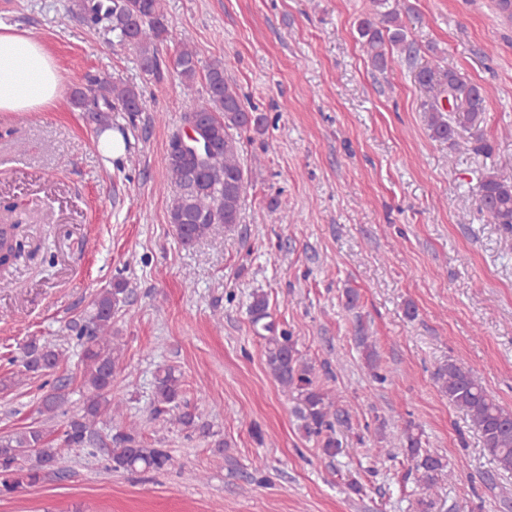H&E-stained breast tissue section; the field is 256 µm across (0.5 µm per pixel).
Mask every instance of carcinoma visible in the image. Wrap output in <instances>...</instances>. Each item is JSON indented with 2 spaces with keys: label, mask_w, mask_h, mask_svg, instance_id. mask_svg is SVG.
I'll use <instances>...</instances> for the list:
<instances>
[{
  "label": "carcinoma",
  "mask_w": 512,
  "mask_h": 512,
  "mask_svg": "<svg viewBox=\"0 0 512 512\" xmlns=\"http://www.w3.org/2000/svg\"><path fill=\"white\" fill-rule=\"evenodd\" d=\"M373 15L359 21L357 32L363 51L374 69L384 71L394 57L413 62L419 49L408 39L401 18L399 0H373ZM70 12L83 16L94 25L102 24L120 46L137 52L144 74L156 82L166 73H175L190 85L198 75V58L188 31L176 32L169 26L163 0H74ZM176 44L172 63L163 60L159 47ZM415 78L426 93L422 112L431 136L450 146L456 145V126L467 123L477 128L483 122L485 93L481 86L468 80L458 68L444 58L421 66ZM206 97H190L183 103V122L196 121L195 133L207 138L213 150L203 164L193 163L177 152L180 134L171 137L160 184L176 188L168 210V223L175 228L182 245L191 246L207 237L216 224H238L246 192L247 173L241 161L242 134L263 133L267 117L248 103L237 85L216 64L205 74ZM93 95L77 87L72 104L87 112L98 125L108 126L110 113L124 112L129 121L143 111L138 89L120 80L95 78ZM477 205L493 224L512 234V182L494 173L481 177ZM127 282L117 278L112 287L102 291L92 304L89 315L69 325L72 339L81 348L82 379L85 399L78 413L71 416L62 434L67 448H85L94 444L95 427L101 421L119 419L111 437L107 468L114 472L160 471L172 464L168 449L160 447L163 438L146 443L139 424L123 419L122 400L115 389L122 356L121 337L112 333V319L128 303ZM248 312L255 331L269 333L266 362L273 378L293 402L298 428L315 441L323 458L332 462L341 453L342 443L336 436V423L343 411L331 391L317 381L314 366L298 349V338L280 329L271 320L269 302L263 293L252 295ZM362 348L374 380L384 384L389 375L381 369L375 343L362 334L355 337ZM64 352L55 346L30 340L21 349L25 371L51 375L59 367ZM435 381L448 401L464 409L471 425L480 434L484 447L499 471L512 472V411L505 409L482 384L470 367L450 359L435 373ZM69 381L55 378L41 399L40 413L54 416L67 402ZM154 433L175 426L203 436L210 434V424L202 421L196 410L183 400L181 375L170 366L156 369L151 407ZM418 426L408 421L393 437L380 440L392 448L401 447L412 462L411 471L420 490L417 505L428 512L433 505L439 481L448 482L458 474L449 468L443 456L422 447ZM61 449L54 447L46 432L34 425L25 426L0 439V494L13 493L25 486L38 484L45 470L58 463Z\"/></svg>",
  "instance_id": "carcinoma-1"
}]
</instances>
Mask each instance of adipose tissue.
Returning <instances> with one entry per match:
<instances>
[{"mask_svg": "<svg viewBox=\"0 0 512 512\" xmlns=\"http://www.w3.org/2000/svg\"><path fill=\"white\" fill-rule=\"evenodd\" d=\"M62 98V78L42 39L0 24V112H39Z\"/></svg>", "mask_w": 512, "mask_h": 512, "instance_id": "ef3b65f1", "label": "adipose tissue"}]
</instances>
